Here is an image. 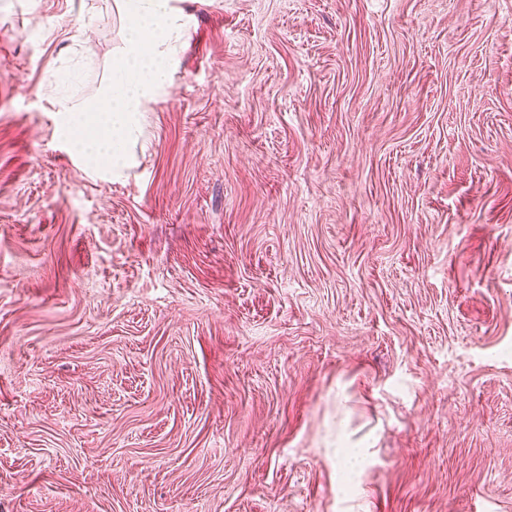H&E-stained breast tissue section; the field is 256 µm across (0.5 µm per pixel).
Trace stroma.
<instances>
[{"instance_id":"35a3bbf8","label":"stroma","mask_w":512,"mask_h":512,"mask_svg":"<svg viewBox=\"0 0 512 512\" xmlns=\"http://www.w3.org/2000/svg\"><path fill=\"white\" fill-rule=\"evenodd\" d=\"M175 5L108 176L127 17L0 0V512H512V0Z\"/></svg>"}]
</instances>
